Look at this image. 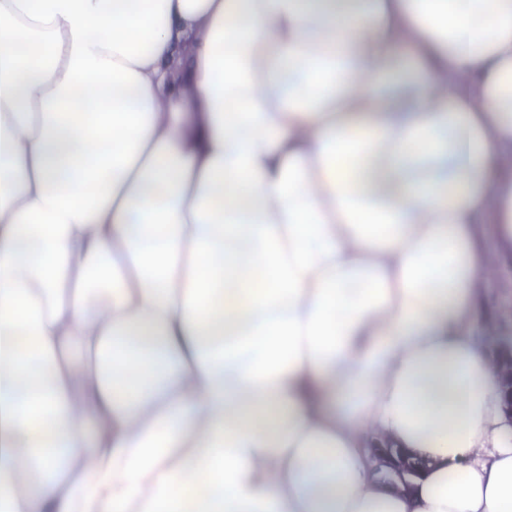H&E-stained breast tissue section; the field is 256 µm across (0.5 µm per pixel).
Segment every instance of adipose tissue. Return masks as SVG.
Instances as JSON below:
<instances>
[{"label":"adipose tissue","mask_w":512,"mask_h":512,"mask_svg":"<svg viewBox=\"0 0 512 512\" xmlns=\"http://www.w3.org/2000/svg\"><path fill=\"white\" fill-rule=\"evenodd\" d=\"M508 255L512 0H0V512H512ZM486 325L488 347L495 338L491 355L497 367L504 409L512 421V258H504L494 282L486 289L480 314ZM500 328V329H499ZM511 334V336H510ZM508 335V336H503ZM377 451L402 482H407L408 478L419 477L425 467L422 460L411 458L400 448H377Z\"/></svg>","instance_id":"obj_1"}]
</instances>
